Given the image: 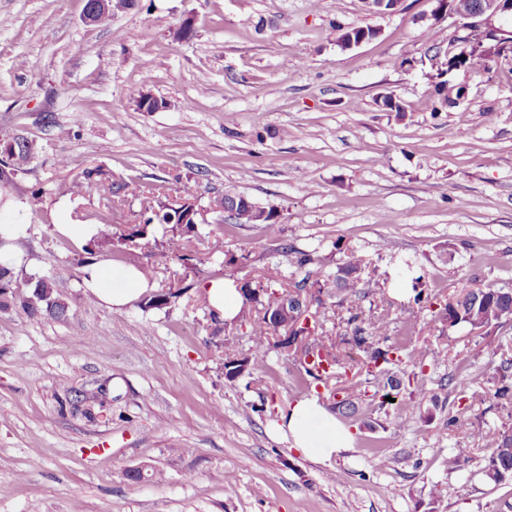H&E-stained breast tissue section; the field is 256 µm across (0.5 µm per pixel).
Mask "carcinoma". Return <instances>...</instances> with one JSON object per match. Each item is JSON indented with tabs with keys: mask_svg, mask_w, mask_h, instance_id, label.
<instances>
[{
	"mask_svg": "<svg viewBox=\"0 0 512 512\" xmlns=\"http://www.w3.org/2000/svg\"><path fill=\"white\" fill-rule=\"evenodd\" d=\"M490 45L495 50L485 55L463 56L462 48L448 43L444 48L431 43L428 52L430 59L438 60L441 72L433 81L435 111L446 107H456L463 98V89L450 83L448 74L457 71H489L492 66L509 65L512 63V34H500L490 38ZM95 190L110 198L120 193H131L134 196L149 197L155 188L148 183L134 186L125 181L103 177L101 173L88 171L85 179L74 180L70 192L83 195ZM224 211L236 224H264L268 234L276 237L280 233L277 222V211L272 207H262L251 199L227 192L222 198ZM162 227L161 246L166 253L175 257L183 264L193 260L188 251L191 234L197 233L195 224H174L170 222V214L166 209H146L140 221L123 233L119 239L130 247L139 246V241L146 238L149 227ZM344 257L336 266V271L328 272L315 279L305 274L295 281L292 288L309 293L316 307L324 308L327 304L344 307L348 313L347 325L350 335L347 344L354 355L350 356L351 377L339 380L335 373L338 355L325 344L318 342L312 346L303 344L304 339L315 335L318 328L317 313H309L312 329L304 327L292 332L288 344L299 356V363L305 372L322 382L332 396L343 395L336 401V410L345 416H354L362 409L365 401L386 403L392 394L408 397V405L414 409L425 400L435 399L432 390L424 382V352L416 347L388 343V318L381 314L367 323L361 318L356 301L373 296L385 307L392 304L386 293L379 289L366 287L363 277L364 261L358 252L347 247ZM27 292L19 291L20 284L12 269L0 265V289L8 288L7 297L0 301V310H7L13 305H20L29 316L38 318L44 314L57 319L67 316L69 306L64 300L68 284L63 280L31 276L27 279ZM413 304L431 308L438 305V314L448 324V328L468 327L472 330L491 333L494 328H501L512 322V288H473L467 284L460 286L456 292L438 300L425 288L424 276L412 277ZM282 294L275 289H264L262 294L254 298V308L260 314L251 320V346L247 354L242 356L238 365L224 367V375L229 380L237 378V370L242 369L249 374L263 368L267 363L270 348V336L276 332L275 326L262 311L278 303ZM495 396L512 402V359H504L494 367ZM481 442L491 450L485 466V476L494 483L512 478V427L487 428L481 434Z\"/></svg>",
	"mask_w": 512,
	"mask_h": 512,
	"instance_id": "cac0c4a2",
	"label": "carcinoma"
}]
</instances>
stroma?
<instances>
[{
    "instance_id": "obj_1",
    "label": "stroma",
    "mask_w": 512,
    "mask_h": 512,
    "mask_svg": "<svg viewBox=\"0 0 512 512\" xmlns=\"http://www.w3.org/2000/svg\"><path fill=\"white\" fill-rule=\"evenodd\" d=\"M86 0H0V130L32 141L31 159L0 187V224L18 280H65L69 312L33 319L0 311V512H512V478L485 479L480 428L512 426L496 398L492 361L512 354V324L487 334L448 329L401 291L410 259L431 292L512 286V70L456 73L466 97L434 113L430 40L465 36L434 22L436 0H405L391 15L363 0H135L106 26ZM190 38H178L181 27ZM375 38L346 49L342 30ZM166 103L140 111L132 91ZM391 96L404 113L384 111ZM99 169L152 183L167 201L191 188L201 206L231 191L279 213L264 225L203 224L189 268L153 239L128 264L146 268L164 308L138 300L112 310L83 286L84 270L115 265L121 241L86 250L59 227L71 220L134 223L140 198L71 197L73 178ZM41 203H33L35 191ZM355 248L370 287L394 295L392 342L424 345L425 381L439 405L405 402L342 417L352 451L331 462L293 448L274 424L322 384L271 336L264 369L224 376L244 355L249 325L214 320L205 294L217 277L258 285L294 254L340 263ZM237 258L225 267V255ZM482 400L462 409L450 382ZM97 391L94 416L71 402ZM405 411L403 427L391 420ZM461 420L448 430L449 418ZM467 449L456 471L448 455Z\"/></svg>"
}]
</instances>
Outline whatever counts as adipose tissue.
<instances>
[{
  "label": "adipose tissue",
  "instance_id": "obj_1",
  "mask_svg": "<svg viewBox=\"0 0 512 512\" xmlns=\"http://www.w3.org/2000/svg\"><path fill=\"white\" fill-rule=\"evenodd\" d=\"M84 285L103 304L116 309L140 299L149 290L148 278L133 266L112 269L97 265L88 267ZM314 420L322 425V433L317 438L310 430V423ZM276 432L289 440L294 448L314 452L324 462L349 451L354 445L350 431L314 397L301 399L282 412Z\"/></svg>",
  "mask_w": 512,
  "mask_h": 512
}]
</instances>
